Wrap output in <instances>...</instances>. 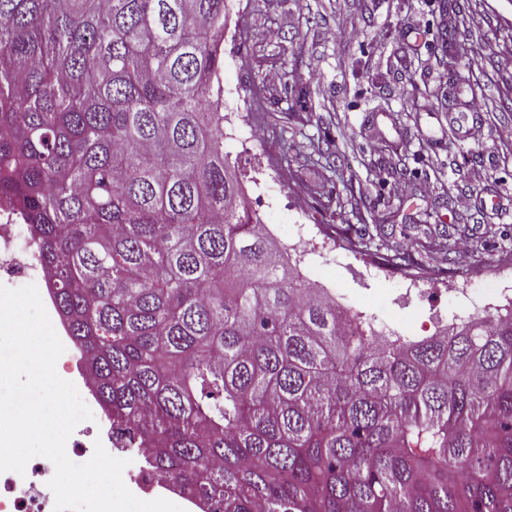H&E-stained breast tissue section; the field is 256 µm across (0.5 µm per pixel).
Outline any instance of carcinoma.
Masks as SVG:
<instances>
[{
	"label": "carcinoma",
	"instance_id": "carcinoma-1",
	"mask_svg": "<svg viewBox=\"0 0 512 512\" xmlns=\"http://www.w3.org/2000/svg\"><path fill=\"white\" fill-rule=\"evenodd\" d=\"M225 20L0 0V194L112 443L212 512H512V307L405 340L311 287L230 175Z\"/></svg>",
	"mask_w": 512,
	"mask_h": 512
}]
</instances>
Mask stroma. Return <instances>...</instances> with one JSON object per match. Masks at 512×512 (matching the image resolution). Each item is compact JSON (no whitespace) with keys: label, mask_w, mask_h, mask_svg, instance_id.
<instances>
[{"label":"stroma","mask_w":512,"mask_h":512,"mask_svg":"<svg viewBox=\"0 0 512 512\" xmlns=\"http://www.w3.org/2000/svg\"><path fill=\"white\" fill-rule=\"evenodd\" d=\"M226 2L224 152L303 278L408 338L511 302L512 0ZM447 13L481 65L444 51ZM457 224L461 293L436 262L386 265Z\"/></svg>","instance_id":"1"}]
</instances>
